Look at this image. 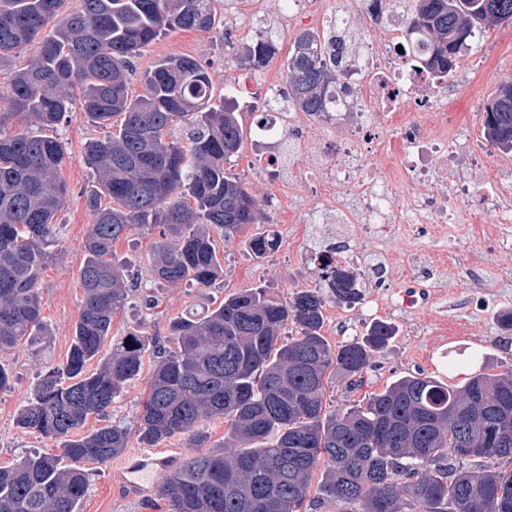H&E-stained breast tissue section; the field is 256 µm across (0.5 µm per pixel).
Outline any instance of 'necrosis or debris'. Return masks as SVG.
<instances>
[{
	"mask_svg": "<svg viewBox=\"0 0 512 512\" xmlns=\"http://www.w3.org/2000/svg\"><path fill=\"white\" fill-rule=\"evenodd\" d=\"M409 8L408 0H365L354 13L330 9L327 0H282L271 19L262 0H251L244 15L250 24L285 29L308 19L335 32L348 61L336 76L329 111H289L284 75L263 68L225 74L237 97L256 95L262 101L249 163L278 186L270 207L287 215L289 224L310 226L325 261L366 276L378 269L386 281L417 267L415 255L395 258L392 221L414 242L447 239L469 193L457 172L479 166L466 126L443 110L448 86L472 87L476 79L459 68L440 81L402 56L396 35ZM376 16L389 31L385 38L369 32L367 21ZM420 112L430 113V120H417ZM494 183L492 206H471L467 213L484 224L485 236L497 240L512 225V179L498 175ZM304 193L316 204L302 210L295 200ZM362 237L373 240L379 267L351 248V241Z\"/></svg>",
	"mask_w": 512,
	"mask_h": 512,
	"instance_id": "necrosis-or-debris-1",
	"label": "necrosis or debris"
}]
</instances>
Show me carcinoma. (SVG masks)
<instances>
[{"mask_svg":"<svg viewBox=\"0 0 512 512\" xmlns=\"http://www.w3.org/2000/svg\"><path fill=\"white\" fill-rule=\"evenodd\" d=\"M222 0H0V64L34 47L21 68L0 67V352L44 335L40 279L51 259L57 214L68 189L61 143L44 135L73 111L118 133L89 142L82 161L95 174L93 215L79 270L84 306L67 361L41 376L15 423L55 440L61 453L35 452L0 467V512H80L83 464H102L131 437L155 448L179 435L199 452L167 474L157 494L169 512H301L320 473L322 501L335 512H512V368L477 373L451 388L425 376L391 382L361 404L324 410L333 374L363 382L374 353L395 336L387 322L333 349L323 334L326 297L302 288L286 299L264 287L233 293L201 316L181 317L161 344L140 331L112 335V321L137 283L112 259L134 226L159 228L148 264L160 284L211 286L223 273L213 234L229 242L261 223L260 203L226 165L239 156V113L213 103L208 68L165 58L129 92L135 61L160 35L213 30ZM512 20V0H416L403 55L433 72L451 70L455 49L491 24ZM327 34L300 33L283 63L288 106L328 111L337 61L320 50ZM278 38L260 30L243 63L269 62ZM512 82L483 109L487 142L512 152ZM21 128L3 135L8 122ZM184 130L185 142L173 130ZM112 200L102 206L101 198ZM271 230L249 238L258 258L277 246ZM333 298L362 300L356 274L329 281ZM297 336L282 339L288 325ZM154 351L139 424L82 432L140 377ZM96 368L88 370L90 363ZM222 418L224 451L200 426ZM471 453L462 454L460 449Z\"/></svg>","mask_w":512,"mask_h":512,"instance_id":"1","label":"carcinoma"}]
</instances>
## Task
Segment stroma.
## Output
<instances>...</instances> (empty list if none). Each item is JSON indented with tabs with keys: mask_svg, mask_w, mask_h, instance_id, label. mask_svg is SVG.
<instances>
[{
	"mask_svg": "<svg viewBox=\"0 0 512 512\" xmlns=\"http://www.w3.org/2000/svg\"><path fill=\"white\" fill-rule=\"evenodd\" d=\"M191 56L208 67L215 96H223L227 83L226 67H239L240 56L224 54V31H176L159 37L137 60V70H145L154 61L168 57ZM477 71L481 93L459 88L448 100V110L465 117L474 148L488 173L512 174V156L494 149L485 139L483 107L501 83L512 82V22L486 28L470 44L463 56ZM243 124L241 160L232 163L229 172L246 183L258 201L274 195L276 183L266 173L247 171L243 160L254 151L255 123L258 110L240 105ZM106 128L91 123L81 109H74L55 129L54 135L65 151L63 176L69 194L57 217L59 230L53 257L43 270L40 282L42 314L46 336L35 344H23L0 354V362L11 367L14 375L10 389L0 391V466H8L29 452L54 447V440L33 432H24L14 424L17 411L24 405L40 375L50 366L66 362L73 330L84 303L79 270L86 257L85 239L91 222L87 197L96 186L91 169L84 165L82 153L88 142L104 138ZM156 232L132 228L113 246L117 263L131 266L137 280L126 307L112 322V333L121 336L138 328L157 339H165L171 322L191 312L216 306L224 296L243 289L264 285L287 297L303 288L319 287L318 272L312 258H300L305 245L301 236L280 225L278 244L264 257L253 255L247 236L216 245L224 269L223 277L209 287L184 284H156L150 279L147 254ZM395 251L410 253L421 248L428 260L440 266L438 282L408 277L389 286L367 285L361 303L348 306L327 301L323 334L331 346L362 337L375 321L393 322L397 334L389 346L374 354L362 384H350L344 378H331L324 402L328 410L344 409L382 391L394 379L415 372L434 377L450 385H462L478 372L497 373L512 366V333L497 328L498 315L512 310V279L504 276L512 270V241L500 242L479 237L474 224L456 225L448 240L428 239L414 244L404 236H395ZM479 248L486 266L480 277L470 278L458 267L464 251ZM153 292L158 299L155 309H145L142 292ZM414 294L424 313L421 329L404 320L394 319L393 306L403 295ZM145 379L129 384L122 396L102 416H89L87 428L117 423L136 428L143 410ZM121 458L109 465H88L89 483L80 503L81 512H165L166 506L156 494L142 496L121 482Z\"/></svg>",
	"mask_w": 512,
	"mask_h": 512,
	"instance_id": "stroma-1",
	"label": "stroma"
}]
</instances>
